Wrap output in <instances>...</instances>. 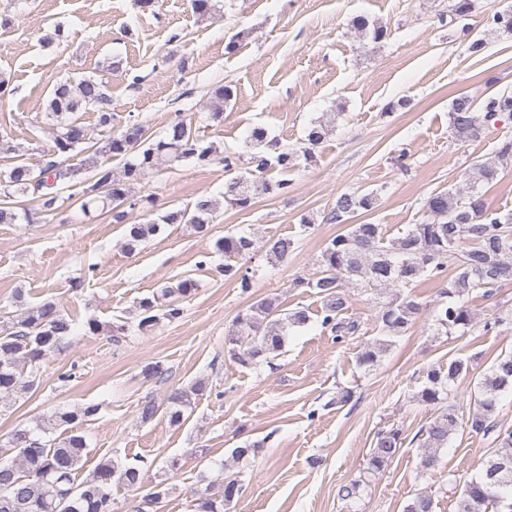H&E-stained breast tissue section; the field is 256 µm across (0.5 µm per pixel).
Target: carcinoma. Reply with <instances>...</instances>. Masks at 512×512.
Here are the masks:
<instances>
[{
	"label": "carcinoma",
	"instance_id": "obj_1",
	"mask_svg": "<svg viewBox=\"0 0 512 512\" xmlns=\"http://www.w3.org/2000/svg\"><path fill=\"white\" fill-rule=\"evenodd\" d=\"M352 27L374 43L388 35L385 26L369 22L359 15ZM109 99L105 84L94 76L76 81L66 79L56 84L47 104L49 115L61 124L55 137L54 154L69 157L90 140L88 130L80 123L78 113L98 112V125H112L113 115L108 110ZM512 119V90H503L488 96L478 104L466 94L456 96L450 106L449 128L460 142L479 140L499 121ZM331 119H320L306 131L303 145L284 147L268 138L267 131L255 127L251 144L255 152L250 167L231 177L224 185V201L239 208L251 202L253 178L268 170L282 173L294 170L302 163L316 161L315 150L332 132ZM97 152L118 159L120 173L109 167H99L93 184L78 198L80 209L87 217L99 210V203L112 202V219L117 224L126 220L122 207L129 201V185L141 183L160 164L195 160L207 162L213 155L212 146H206L192 130V123L182 115L168 125L162 139L151 142L146 127L135 117L126 121L119 134L103 141ZM44 178L32 183V170L24 163L15 164L0 179V223L12 224L18 219L30 224L40 214L55 210L58 200L53 192L57 181L76 175V169L61 167L56 161L41 169ZM497 177L494 162L477 163L468 173L469 194L437 192L425 201L426 219L410 224L398 237L388 240L380 224H348L346 232L333 237L323 249L319 264L321 270L313 278L298 277L294 288H304L320 296L322 307L320 325L340 343L353 335L358 324L343 317L347 298L341 291L346 284H355L381 296L395 288L397 292L380 306L379 320L390 336L408 331L421 304L409 288L424 280H447L442 291L443 300L436 307V323L445 334L465 335L477 324L475 314L466 297L476 289L482 297L491 299L502 288L512 285V213L502 215L490 208L478 189L492 183ZM36 194V205L17 213L9 201L18 195ZM377 197L372 193H343L330 212V221L347 224L350 216L359 211H370ZM218 208V202L206 195L196 199L191 209L171 211L157 221L131 224L128 227L127 249L133 251L142 242L163 234L170 224H193L204 232ZM255 242L246 235H227L217 243L224 253V277L234 281L241 292L254 288L258 267L244 269L229 263L254 249ZM295 242L278 237L266 242L268 259L284 260L294 250ZM453 275H448V272ZM194 283L184 280L176 287H166L160 293L144 298L139 307L142 318L138 329L154 326L164 316L169 320L180 317L182 309L174 297L185 296ZM310 320L307 310L288 311L276 300H257L235 321V330L224 338L230 357L245 368L256 367L285 344L288 326H300ZM74 320L60 312L51 303L33 306L14 319L0 321V399L17 400L36 384L40 363L60 349L70 335ZM384 346L364 348L357 357L361 368L369 369L378 362ZM470 374L468 363L462 359L448 362V369L432 368L418 392L419 400L436 408L432 420L421 430L425 449L421 457L424 470L434 468L438 453L448 447L449 440L458 432H469L491 439V456L483 462L476 475L465 481L457 500V512H512V429L496 421V413L503 394L512 391V355L495 360L476 379L474 410L463 417L453 404L447 403L449 386ZM188 393L177 390L168 396L166 414L173 424L183 419ZM99 412V405L85 404L71 410H56L37 424L43 436L36 437L28 429H16L8 436L7 447L16 452V458L0 463V512H112V481L129 488L141 486L145 475V461L139 456L118 463L112 459L101 462L93 476L76 483L75 473L86 454L85 436L81 427ZM63 430V438H44V435ZM404 438L398 427L377 432L372 452L367 459L363 478L339 490L345 501H353L360 488L383 472L398 455ZM242 484L233 476L224 478L222 488L214 493L211 486L194 492V512H224ZM404 512H434V499L428 493H418L405 506Z\"/></svg>",
	"mask_w": 512,
	"mask_h": 512
}]
</instances>
